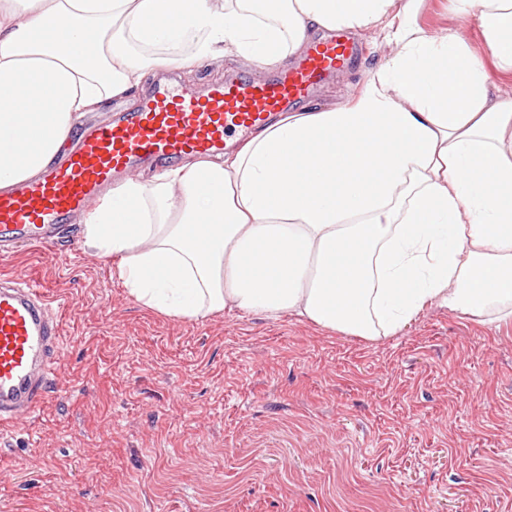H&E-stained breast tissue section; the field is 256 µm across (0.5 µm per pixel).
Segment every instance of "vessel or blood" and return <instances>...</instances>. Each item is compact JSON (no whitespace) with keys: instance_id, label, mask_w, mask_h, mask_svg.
Segmentation results:
<instances>
[{"instance_id":"1","label":"vessel or blood","mask_w":512,"mask_h":512,"mask_svg":"<svg viewBox=\"0 0 512 512\" xmlns=\"http://www.w3.org/2000/svg\"><path fill=\"white\" fill-rule=\"evenodd\" d=\"M358 53L339 34L314 40L290 67L263 79L238 73L198 91L159 79L134 109L108 115L36 179L0 193V252L55 248L63 225L115 177L222 153L230 137L250 134L310 99ZM66 358L61 315L46 288L27 277L1 279L0 431L40 412Z\"/></svg>"}]
</instances>
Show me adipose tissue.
<instances>
[{
	"mask_svg": "<svg viewBox=\"0 0 512 512\" xmlns=\"http://www.w3.org/2000/svg\"><path fill=\"white\" fill-rule=\"evenodd\" d=\"M422 0H0V191L154 73L226 53L270 68L318 33L382 26L393 51L349 103L286 112L233 151L126 179L86 213L144 307L288 313L373 340L429 305L512 319V0L485 53L416 24Z\"/></svg>",
	"mask_w": 512,
	"mask_h": 512,
	"instance_id": "adipose-tissue-1",
	"label": "adipose tissue"
}]
</instances>
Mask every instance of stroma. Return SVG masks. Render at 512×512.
<instances>
[{"instance_id": "35a3bbf8", "label": "stroma", "mask_w": 512, "mask_h": 512, "mask_svg": "<svg viewBox=\"0 0 512 512\" xmlns=\"http://www.w3.org/2000/svg\"><path fill=\"white\" fill-rule=\"evenodd\" d=\"M427 34L478 14L424 0ZM318 100L355 97L378 30ZM69 225L53 255L0 256L63 315L67 361L0 434V512H512V322L428 306L374 341L294 315L168 316Z\"/></svg>"}]
</instances>
